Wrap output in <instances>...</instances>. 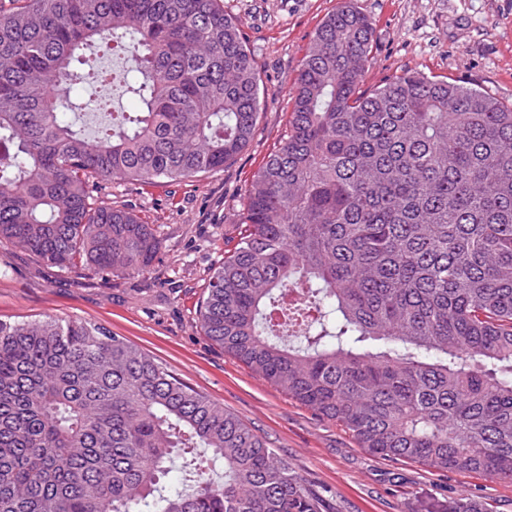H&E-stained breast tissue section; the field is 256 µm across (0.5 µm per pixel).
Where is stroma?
Instances as JSON below:
<instances>
[{"mask_svg": "<svg viewBox=\"0 0 512 512\" xmlns=\"http://www.w3.org/2000/svg\"><path fill=\"white\" fill-rule=\"evenodd\" d=\"M340 3L224 0L261 78L264 103L248 146L220 171L112 187L107 203L157 228L160 248L146 276L64 270L1 242L0 320H81L126 338L277 448L311 488L325 492L326 512H444L463 496L479 499L487 512H512V482L374 455L200 330L208 280L238 237L244 188L285 133L292 80L316 28ZM355 3L375 24L364 88L396 72H420L486 90L512 107V0Z\"/></svg>", "mask_w": 512, "mask_h": 512, "instance_id": "35a3bbf8", "label": "stroma"}]
</instances>
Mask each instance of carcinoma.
Segmentation results:
<instances>
[{"label":"carcinoma","mask_w":512,"mask_h":512,"mask_svg":"<svg viewBox=\"0 0 512 512\" xmlns=\"http://www.w3.org/2000/svg\"><path fill=\"white\" fill-rule=\"evenodd\" d=\"M373 23L318 26L288 133L245 190L204 335L371 453L512 481V108L422 73L362 89ZM120 49L126 74L82 51ZM137 108L88 137L69 112ZM260 76L224 0H0V241L144 276L154 225L110 181L211 172L251 141ZM192 485L160 493L174 453ZM0 512H323L276 449L122 336L0 321Z\"/></svg>","instance_id":"carcinoma-1"}]
</instances>
